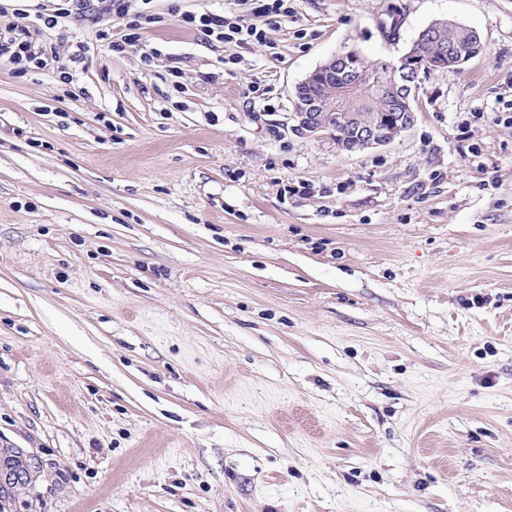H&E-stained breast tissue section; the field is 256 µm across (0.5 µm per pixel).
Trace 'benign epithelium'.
Listing matches in <instances>:
<instances>
[{
	"instance_id": "7a95c632",
	"label": "benign epithelium",
	"mask_w": 512,
	"mask_h": 512,
	"mask_svg": "<svg viewBox=\"0 0 512 512\" xmlns=\"http://www.w3.org/2000/svg\"><path fill=\"white\" fill-rule=\"evenodd\" d=\"M452 23L434 21L423 28L415 41L417 48L408 50L397 57L389 77H376L372 85L382 96L401 94L406 103H411L420 88L425 60L432 61V69L438 70L453 64L449 47ZM373 71L369 67L351 72V78L339 89L330 88L327 95L312 100H301L303 84L295 87V101L300 109L293 112L296 128L313 138L333 135L329 120L339 118L351 130L339 146L344 151L377 148L392 143L414 123L415 113L399 112L397 118L388 113L359 112L355 109L363 98L364 89L369 87ZM39 467L36 456L16 449L7 450L0 456V484L25 485L31 474Z\"/></svg>"
}]
</instances>
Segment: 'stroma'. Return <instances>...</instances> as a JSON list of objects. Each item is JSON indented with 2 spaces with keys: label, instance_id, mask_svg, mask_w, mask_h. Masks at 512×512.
<instances>
[{
  "label": "stroma",
  "instance_id": "obj_1",
  "mask_svg": "<svg viewBox=\"0 0 512 512\" xmlns=\"http://www.w3.org/2000/svg\"><path fill=\"white\" fill-rule=\"evenodd\" d=\"M54 4L20 3L47 66L0 65L15 512H512V0H291L244 48L171 11L261 0H151L121 54ZM437 19L483 51L394 142L296 130L329 57ZM38 467L39 460L35 455L8 449L0 459V484L25 485Z\"/></svg>",
  "mask_w": 512,
  "mask_h": 512
}]
</instances>
